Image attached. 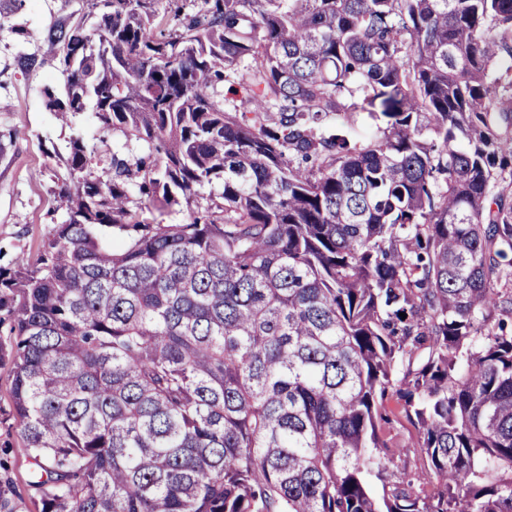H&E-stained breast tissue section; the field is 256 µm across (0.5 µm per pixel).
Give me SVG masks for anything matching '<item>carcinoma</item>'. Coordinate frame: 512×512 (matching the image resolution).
<instances>
[{
  "label": "carcinoma",
  "mask_w": 512,
  "mask_h": 512,
  "mask_svg": "<svg viewBox=\"0 0 512 512\" xmlns=\"http://www.w3.org/2000/svg\"><path fill=\"white\" fill-rule=\"evenodd\" d=\"M98 2L19 56L120 141L0 265L41 512H512V0Z\"/></svg>",
  "instance_id": "obj_1"
}]
</instances>
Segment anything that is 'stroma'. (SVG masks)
I'll return each instance as SVG.
<instances>
[{"mask_svg": "<svg viewBox=\"0 0 512 512\" xmlns=\"http://www.w3.org/2000/svg\"><path fill=\"white\" fill-rule=\"evenodd\" d=\"M81 0H26L13 15V23L29 31L28 42H19L0 29V260L35 259L49 231L63 222L56 200L69 180L66 164L71 139L81 137L100 144L102 155L90 167L92 177L107 179L108 157L115 138H103L92 113L84 112L61 122L46 110L44 87H62V75L52 62L24 71L17 58L37 53L43 34L53 22L80 10ZM11 365L0 362V485L11 482L13 512H39L41 505L29 486V464L19 427L10 404Z\"/></svg>", "mask_w": 512, "mask_h": 512, "instance_id": "1", "label": "stroma"}]
</instances>
